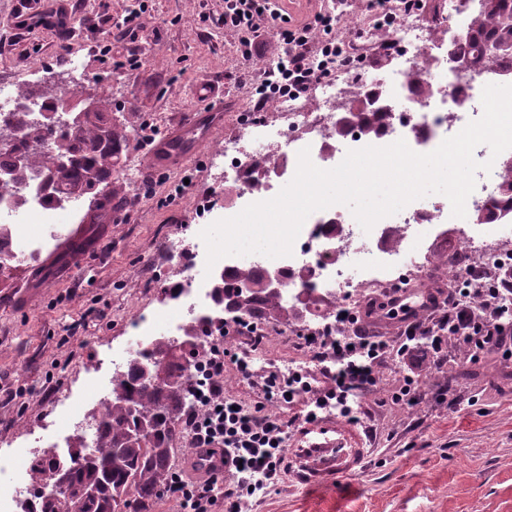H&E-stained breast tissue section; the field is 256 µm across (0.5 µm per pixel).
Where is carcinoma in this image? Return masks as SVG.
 Here are the masks:
<instances>
[{"mask_svg":"<svg viewBox=\"0 0 512 512\" xmlns=\"http://www.w3.org/2000/svg\"><path fill=\"white\" fill-rule=\"evenodd\" d=\"M510 18L508 0H490L489 10L470 13L473 39H491L485 47L475 45L480 56L491 61L503 58L493 46L512 38V27L504 23ZM19 97L36 98L39 108L52 111L65 95L41 91L35 95L24 89ZM133 132V127L112 117L104 102L96 103L73 125L60 121L49 126L40 112H15L12 120L0 123V172L13 174L15 185L23 190L31 171H42L49 177L41 191L44 199L69 202L111 183V175L122 168L135 141ZM19 153L27 156L25 169L15 165ZM244 280L251 281L253 288L241 292L236 284ZM214 296L224 308L260 320H286L292 311L280 293L263 286L261 274L248 270L223 274ZM202 324L201 318L186 323L185 335L196 342L161 336L150 357L131 360L124 371L112 376L109 420L94 432L98 454H85L80 435L69 459L57 461L48 452L36 458L33 471L51 472L58 491L24 505L23 512H150L170 483L175 426L194 387L191 368L204 355Z\"/></svg>","mask_w":512,"mask_h":512,"instance_id":"carcinoma-1","label":"carcinoma"}]
</instances>
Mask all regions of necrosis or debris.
Returning <instances> with one entry per match:
<instances>
[{
    "mask_svg": "<svg viewBox=\"0 0 512 512\" xmlns=\"http://www.w3.org/2000/svg\"><path fill=\"white\" fill-rule=\"evenodd\" d=\"M408 0H394L397 23L384 29L383 18L367 11L361 18H342L336 42V76L314 82L309 95L274 97L263 111L238 113L237 127L224 138L212 158L217 183L234 188L223 208L200 206L188 244L180 246L186 275L181 283L189 315L220 325L221 310L211 296V281L204 275L206 252L199 234L203 224L235 216L247 205L267 200L294 176L298 153L309 149L319 168L337 166L348 150L367 145L387 146L404 140L417 153L435 150L483 114L482 90L488 84H512V65L489 68L477 64L471 43L457 52L471 62L460 70L448 59L440 39L448 22L466 24L464 0H451L446 13L432 19L408 8ZM381 56L380 71H369V55ZM358 99L361 121L337 130L336 114L347 98ZM477 161H492L491 171H477L476 188L466 201L467 213L496 207L488 224L462 223L452 218L449 200L441 194L409 203L399 213L379 220L363 232L347 206L337 204L312 213L305 221L288 257L259 256L260 272L281 276L282 295L307 299L317 305L315 317L326 325L330 308L354 304L359 285L399 288L432 264L429 243L449 233L456 255L480 259L488 267L512 256V205L504 202L500 174L512 149L492 156L487 145L474 151ZM26 208L17 210L0 202V270L10 271L31 255L35 234L45 224H68L75 217L72 205L48 207L36 192H29ZM130 347L115 354V366L151 353L158 337L178 333L173 315L159 314L135 321ZM32 448L12 451L0 466V512H20L23 502L48 496L49 482L34 481Z\"/></svg>",
    "mask_w": 512,
    "mask_h": 512,
    "instance_id": "4bbe7bcc",
    "label": "necrosis or debris"
}]
</instances>
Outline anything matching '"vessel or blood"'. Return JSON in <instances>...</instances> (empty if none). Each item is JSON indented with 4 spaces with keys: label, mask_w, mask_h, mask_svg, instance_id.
<instances>
[{
    "label": "vessel or blood",
    "mask_w": 512,
    "mask_h": 512,
    "mask_svg": "<svg viewBox=\"0 0 512 512\" xmlns=\"http://www.w3.org/2000/svg\"><path fill=\"white\" fill-rule=\"evenodd\" d=\"M196 97L204 105L203 114L193 117L202 134H209L224 123V101L214 96L208 83H201ZM369 454L359 429L343 424H323L311 430L303 447L295 449V462L300 478L307 484H318L331 476H343L361 468Z\"/></svg>",
    "instance_id": "obj_1"
}]
</instances>
